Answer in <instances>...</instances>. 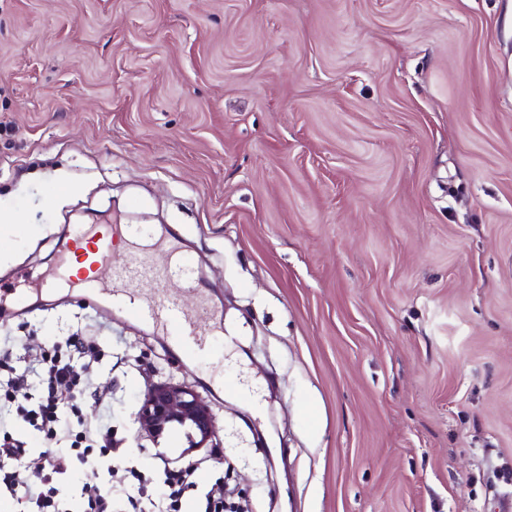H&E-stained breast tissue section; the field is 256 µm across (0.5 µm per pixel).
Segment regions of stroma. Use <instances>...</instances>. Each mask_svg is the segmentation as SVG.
<instances>
[{
	"mask_svg": "<svg viewBox=\"0 0 512 512\" xmlns=\"http://www.w3.org/2000/svg\"><path fill=\"white\" fill-rule=\"evenodd\" d=\"M76 224L178 230L165 292L226 327L187 365L64 293L0 318L103 344L80 414L146 495L192 462L247 512L512 501V0H0V285ZM168 379L219 447L138 432Z\"/></svg>",
	"mask_w": 512,
	"mask_h": 512,
	"instance_id": "stroma-1",
	"label": "stroma"
}]
</instances>
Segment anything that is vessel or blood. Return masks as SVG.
Returning a JSON list of instances; mask_svg holds the SVG:
<instances>
[{"mask_svg": "<svg viewBox=\"0 0 512 512\" xmlns=\"http://www.w3.org/2000/svg\"><path fill=\"white\" fill-rule=\"evenodd\" d=\"M126 239L124 230L115 224L78 227L55 267L12 295L0 290V305L8 302L21 310L28 296L68 289L96 305L122 310L128 321L152 325L158 335L178 342L184 360L201 358L213 340L224 335V327L206 299L198 298L195 306L189 307L160 288L149 294L134 290L137 283L162 279L179 268L174 245H157L148 261L131 256L113 269L110 278L101 277V268Z\"/></svg>", "mask_w": 512, "mask_h": 512, "instance_id": "1", "label": "vessel or blood"}]
</instances>
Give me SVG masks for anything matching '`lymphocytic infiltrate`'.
<instances>
[{"label":"lymphocytic infiltrate","mask_w":512,"mask_h":512,"mask_svg":"<svg viewBox=\"0 0 512 512\" xmlns=\"http://www.w3.org/2000/svg\"><path fill=\"white\" fill-rule=\"evenodd\" d=\"M13 355V349H0V418L9 416L17 392L27 389L23 422L41 435L43 445L33 450L17 435L0 431V498L10 500L15 512H112L111 492L104 486L82 485L73 499L61 495L50 481L51 475L77 467L109 466L116 458L111 428L92 426L78 417V404L88 388V369L98 362L100 345L74 334L22 369L14 366ZM33 463L49 471V478L31 481L28 468ZM198 485L196 466H188L164 473L150 506H142L135 497L129 503L132 512H182L184 495L192 488L198 492L195 512H227L223 494L199 491Z\"/></svg>","instance_id":"1"}]
</instances>
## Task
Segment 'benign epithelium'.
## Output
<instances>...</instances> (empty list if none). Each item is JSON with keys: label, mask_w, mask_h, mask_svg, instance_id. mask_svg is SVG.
Returning a JSON list of instances; mask_svg holds the SVG:
<instances>
[{"label": "benign epithelium", "mask_w": 512, "mask_h": 512, "mask_svg": "<svg viewBox=\"0 0 512 512\" xmlns=\"http://www.w3.org/2000/svg\"><path fill=\"white\" fill-rule=\"evenodd\" d=\"M142 433L155 444L179 432L186 441L181 457L217 440L215 415L211 405L189 386L174 381L151 384L135 413Z\"/></svg>", "instance_id": "benign-epithelium-1"}]
</instances>
